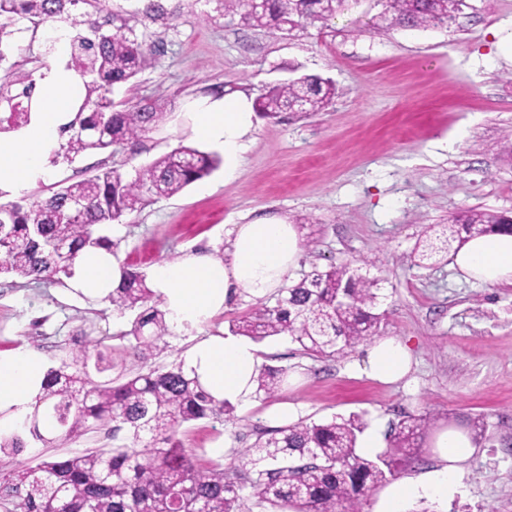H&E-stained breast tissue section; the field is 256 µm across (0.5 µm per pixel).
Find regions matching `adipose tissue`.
<instances>
[{
	"label": "adipose tissue",
	"instance_id": "1",
	"mask_svg": "<svg viewBox=\"0 0 512 512\" xmlns=\"http://www.w3.org/2000/svg\"><path fill=\"white\" fill-rule=\"evenodd\" d=\"M74 82L63 64L46 71L37 85L38 108L30 123L0 134V192L6 196L23 194L51 171L60 129L73 118ZM254 119L247 98H208L196 103L191 129L197 140L222 148L234 165ZM301 252L295 225L277 217L259 218L228 229L223 255L191 251L155 264L148 273L149 286L161 301L170 332L180 334L207 324L235 298L262 299L282 288L297 268ZM451 266L467 281L512 284V235L469 239L453 254ZM123 274L119 254L90 248L81 253L64 286L71 293L99 300L120 285ZM181 361L184 372L198 377L215 399L241 407L252 402L262 360L251 340L232 333L208 335L186 350ZM410 365L411 354L404 343L382 338L368 345L362 371L388 384L403 379ZM45 373V360L36 351L0 352L1 433L15 430L30 412ZM432 446L436 468L388 485L373 512H406L410 500H445L456 492L461 464L474 452L467 434L455 428L445 430L433 437Z\"/></svg>",
	"mask_w": 512,
	"mask_h": 512
}]
</instances>
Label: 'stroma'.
<instances>
[{
	"instance_id": "35a3bbf8",
	"label": "stroma",
	"mask_w": 512,
	"mask_h": 512,
	"mask_svg": "<svg viewBox=\"0 0 512 512\" xmlns=\"http://www.w3.org/2000/svg\"><path fill=\"white\" fill-rule=\"evenodd\" d=\"M468 2L446 29L377 26L371 0H349L327 22L290 33L243 26L220 15L214 0L162 21L135 16L137 32L156 51L120 95L165 102L172 112L139 155H113V168L126 176L195 145L192 104L217 90L254 101L270 86L308 74L331 80L336 95L310 116L256 118L233 176L217 169L113 225L126 264L147 271L187 251L220 255L225 225L276 215L296 225L303 243L292 281L369 261L386 290L377 334L401 340L412 354L407 376L382 384L349 371L363 347L316 358L286 336L260 341L264 364L287 369L289 382L273 398L235 409L233 420L179 427L194 463L240 466L239 449L273 429L266 413L280 403L299 407L300 419L310 422L359 414L387 431L408 413L432 412L436 433L472 431L480 418L485 432L463 464L461 493L446 502L415 500L407 510L512 512V285L465 281L446 262L421 268L412 254L428 227H443L460 210L512 216V56L496 36L502 27L512 31V0ZM275 302L272 294L237 302L201 329L164 336L139 360L126 353L132 314L58 284L17 287L2 274L0 351L34 350L53 366L83 327L124 357L127 373H145ZM50 437V445L0 454V472L112 446L105 428L74 441L56 430Z\"/></svg>"
}]
</instances>
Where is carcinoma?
I'll list each match as a JSON object with an SVG mask.
<instances>
[{"instance_id":"cac0c4a2","label":"carcinoma","mask_w":512,"mask_h":512,"mask_svg":"<svg viewBox=\"0 0 512 512\" xmlns=\"http://www.w3.org/2000/svg\"><path fill=\"white\" fill-rule=\"evenodd\" d=\"M144 17L170 15L162 0H142ZM220 14L239 16L254 28L290 30L326 22L345 0H266L254 14L247 0H215ZM465 0H387L378 13L388 27H447ZM28 41L30 69L10 61L19 41ZM65 45L66 69L82 79L74 118L62 127L64 142L53 166L73 164L93 154L140 152L143 140L167 119L158 101L115 99V93L144 70L152 47L140 39L128 18L106 8V0H0V133L16 131L36 108L32 90L44 58ZM335 85L318 75H303L270 88L256 108L276 119L305 102V113L322 111ZM219 159L182 146L136 170L132 179L97 163L95 174L56 184L39 201L0 202V274L45 283H62L87 247L113 250L112 224L155 199L169 198L217 168ZM82 209L73 211L75 202ZM512 233V218L469 209L448 225L446 239L417 246L426 267L453 245L494 233ZM381 279L361 267L330 265L281 289L276 304L235 324L234 333L254 340L288 336L307 355L345 356L372 336L382 314ZM145 274L127 269L121 286L106 297L120 314L135 311L128 336L132 350L147 356L168 333L165 312ZM68 358L48 369L32 413L12 434L0 435V453L27 447L25 436L46 444L40 408H48L66 440L108 426L112 448L54 457L22 469L0 472V502L16 512H252L269 506L277 512H362L366 494L396 477L399 468L429 431V412L408 415L396 429L393 450L375 460L357 453L362 417H334L315 423L299 420L260 434L239 450L250 473L230 475L217 463L201 467L174 453L177 427L221 414L228 402L214 399L182 362L146 374L125 376L123 362L100 349L101 340L82 335ZM118 372L112 376V372ZM101 375L96 379L92 373ZM287 380L283 368L263 366L255 397H274ZM248 495H243V491Z\"/></svg>"}]
</instances>
